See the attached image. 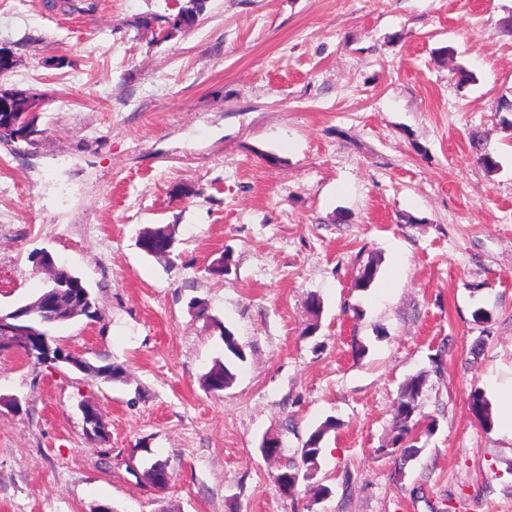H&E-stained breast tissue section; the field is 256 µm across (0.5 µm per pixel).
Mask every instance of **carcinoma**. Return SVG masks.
Wrapping results in <instances>:
<instances>
[{
    "mask_svg": "<svg viewBox=\"0 0 512 512\" xmlns=\"http://www.w3.org/2000/svg\"><path fill=\"white\" fill-rule=\"evenodd\" d=\"M205 8V0H182L177 16L180 20L171 23L170 19H165L168 23L166 38H171L174 32L181 29L192 27ZM36 99L27 95L23 90H15L11 94H5L0 98V128L10 127L14 119L19 116L17 110L21 108L35 107ZM175 240V233L169 224H156L146 228L139 236L137 245L140 250L151 257L168 264L173 263L175 250L171 249V242ZM57 278L67 284L63 289L56 307L44 310L37 308L31 315V320L36 323V337H28L27 341L17 342L24 354L36 364L47 362L48 354L45 346V340H53L51 335L52 327L69 322L72 320L73 313L77 308H87L89 312L85 317L89 320L99 322L104 319L105 312L99 307L95 297L84 299L86 283L76 273L66 267H61V272ZM306 308L312 318V323L305 328V334L311 336L318 330V318L322 309V302L319 296L311 294L306 301ZM220 327L222 340L224 342V354L227 362L217 360L213 366L203 375V384L205 388L212 393H220L231 386L234 380V374L230 369V364L235 361H245L246 354L243 346L238 342L235 335L227 328L216 323ZM426 384V374L421 372L412 376L398 394L394 409V428L390 446L393 448H402L410 455L415 456L419 453L420 447L417 437L418 427L421 425L419 415V398ZM469 408L472 415L477 419L482 428L489 430L493 427L491 405L483 391L475 389L471 392L469 398ZM336 428V423L329 419L315 428L304 442L302 448L297 450L299 458L289 459L279 464L272 479L275 488L286 495L301 480H308L314 476L318 468V458L322 450V444L326 435Z\"/></svg>",
    "mask_w": 512,
    "mask_h": 512,
    "instance_id": "1",
    "label": "carcinoma"
}]
</instances>
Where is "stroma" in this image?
Here are the masks:
<instances>
[{
	"label": "stroma",
	"mask_w": 512,
	"mask_h": 512,
	"mask_svg": "<svg viewBox=\"0 0 512 512\" xmlns=\"http://www.w3.org/2000/svg\"><path fill=\"white\" fill-rule=\"evenodd\" d=\"M176 10L0 0V88L46 102L36 145H0V307L37 297L49 251L106 313L53 336L125 370L0 352L21 401L0 406V512H512V439L469 411L512 383V0H206L171 39L136 26ZM154 224L173 266L137 246ZM224 327L246 359L214 394ZM423 371L435 431L405 462L393 404ZM329 419L313 479L281 494L262 439L290 456ZM469 408L472 415L477 419L482 428L490 430L493 427L491 405L483 391L474 389L471 392Z\"/></svg>",
	"instance_id": "1"
}]
</instances>
